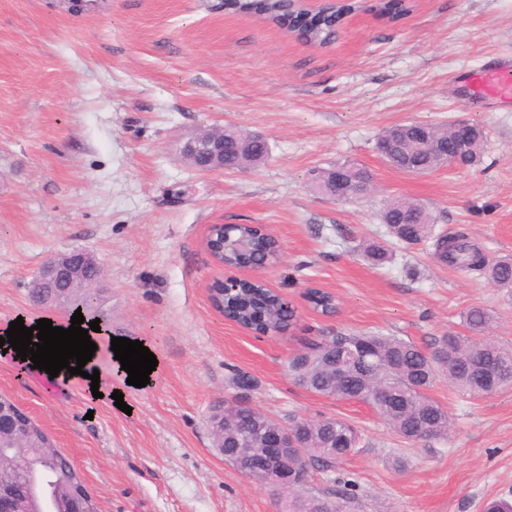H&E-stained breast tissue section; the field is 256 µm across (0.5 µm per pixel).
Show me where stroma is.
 Returning <instances> with one entry per match:
<instances>
[{
    "label": "stroma",
    "mask_w": 512,
    "mask_h": 512,
    "mask_svg": "<svg viewBox=\"0 0 512 512\" xmlns=\"http://www.w3.org/2000/svg\"><path fill=\"white\" fill-rule=\"evenodd\" d=\"M218 2L102 0L74 17L58 0H0V332L20 317L68 325L70 313L34 305L30 287L47 258L91 251L108 318L97 365L130 410L90 401L80 380L20 370L10 353H0V394L71 458L99 512H277L275 491L213 446L212 410L237 394L283 423L337 416L361 430L336 470L350 482L349 512H484L512 500V387L470 398L438 377L429 394L452 428L412 444L367 404L310 392L288 373L308 338L340 328L431 350L463 332L473 306L512 344L511 292L441 263L430 244L395 241L381 220L388 199L411 198L436 230L512 255V102L487 106L459 84L512 55V0H407L395 18L381 0H355L323 47ZM413 120L479 126L480 162L426 176L392 169L376 139ZM214 126L262 134L268 158L196 171L182 145ZM347 160L372 170L377 193L340 202L316 190L313 170ZM213 224H260L278 239L283 256L262 276L298 306L294 330L256 336L213 309ZM368 242L393 261L368 262ZM309 287L334 293L337 313L316 312ZM115 337L156 356L150 384L117 377ZM239 373L251 390L237 392ZM333 473L312 472L311 488L333 496Z\"/></svg>",
    "instance_id": "35a3bbf8"
}]
</instances>
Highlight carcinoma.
<instances>
[{
	"label": "carcinoma",
	"mask_w": 512,
	"mask_h": 512,
	"mask_svg": "<svg viewBox=\"0 0 512 512\" xmlns=\"http://www.w3.org/2000/svg\"><path fill=\"white\" fill-rule=\"evenodd\" d=\"M352 8L345 3L336 14L298 12L291 16L280 0H224L230 12L264 15L280 25L293 26L305 33L307 40L326 45L340 25L342 12ZM474 143L464 164L476 163L484 151L486 136L472 125L466 131ZM224 168L256 166L268 155V146L253 144L248 156L245 143L250 136L228 128L224 133ZM393 131L386 130L377 140L376 149L386 155L387 163L406 171L407 155L403 150L390 151ZM381 218L388 234L406 241H433L438 256L452 266L477 270L496 287L512 292V257L486 258L466 233L436 232L424 206L410 200H389ZM234 232L251 239L248 252H228L224 262L247 266L256 262H274L278 254L276 241L258 229L243 224ZM364 256L374 266L392 259L390 250L380 243L363 246ZM308 303L323 315H333L338 304L318 288L305 293ZM224 305L238 322L255 329L283 332L291 324V309L281 297L258 282H245L224 289ZM468 334L442 337L430 352L397 336L382 333H357L345 329L307 340L301 351L288 362V371L307 390L337 400H355L368 404L408 441L441 439L448 435L450 420L447 408L427 394L440 374L458 391L481 397L512 386V345L486 335L492 316L483 307H473L463 315ZM224 447L219 452L227 458H239L244 452L253 456L268 454V462L286 469L282 489V512H346L344 501L331 500L323 494L306 491L308 470L312 464L333 468L355 451L361 441L359 430L349 421L337 417L291 419L301 440V447L290 448L282 457L277 449L265 452L266 435L280 422L238 399L224 401ZM42 447L26 454L18 448L0 447V480L12 485L20 495H33L50 501L54 512H72L74 496L68 473L75 472L69 457L58 451L49 435L38 429ZM36 459L32 470L18 466L22 459Z\"/></svg>",
	"instance_id": "cac0c4a2"
}]
</instances>
